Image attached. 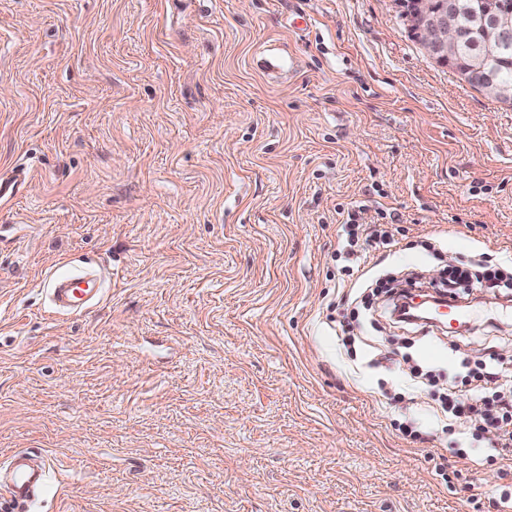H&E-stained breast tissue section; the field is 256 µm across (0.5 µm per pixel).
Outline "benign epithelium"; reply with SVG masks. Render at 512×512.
Here are the masks:
<instances>
[{
	"instance_id": "benign-epithelium-1",
	"label": "benign epithelium",
	"mask_w": 512,
	"mask_h": 512,
	"mask_svg": "<svg viewBox=\"0 0 512 512\" xmlns=\"http://www.w3.org/2000/svg\"><path fill=\"white\" fill-rule=\"evenodd\" d=\"M435 0H396L407 25L427 56L441 65L456 62L464 53L467 31L492 30L507 40L512 35V9L481 5L471 10L469 29L457 23L458 2L448 0L446 6L433 5ZM491 57L480 56L470 68L472 78L484 84V93L504 105L512 103V87L495 82Z\"/></svg>"
}]
</instances>
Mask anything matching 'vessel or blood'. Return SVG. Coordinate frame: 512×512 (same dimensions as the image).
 Returning <instances> with one entry per match:
<instances>
[{"label": "vessel or blood", "instance_id": "vessel-or-blood-1", "mask_svg": "<svg viewBox=\"0 0 512 512\" xmlns=\"http://www.w3.org/2000/svg\"><path fill=\"white\" fill-rule=\"evenodd\" d=\"M262 69L269 75L282 77L293 72L296 62L267 49L262 55ZM50 306L61 314H80L101 302L104 284L93 271L54 275L47 289ZM50 470L48 459L27 451L17 452L7 464L0 466V492L11 502L23 507L40 493Z\"/></svg>", "mask_w": 512, "mask_h": 512}]
</instances>
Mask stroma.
Wrapping results in <instances>:
<instances>
[{"label": "stroma", "instance_id": "obj_1", "mask_svg": "<svg viewBox=\"0 0 512 512\" xmlns=\"http://www.w3.org/2000/svg\"><path fill=\"white\" fill-rule=\"evenodd\" d=\"M272 42L292 75L259 68ZM13 171L0 464L49 457L28 512H512L487 433L433 401L462 356L512 346V300L462 301L451 333L393 325L383 286L512 266V108L429 59L394 0H0ZM357 209L394 235L360 302ZM85 265L103 300L53 312L50 278Z\"/></svg>", "mask_w": 512, "mask_h": 512}]
</instances>
